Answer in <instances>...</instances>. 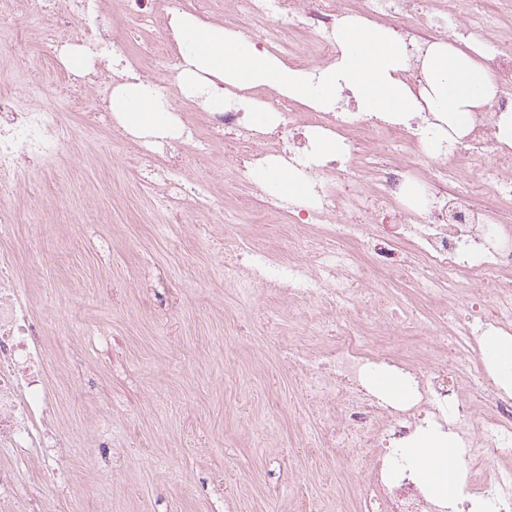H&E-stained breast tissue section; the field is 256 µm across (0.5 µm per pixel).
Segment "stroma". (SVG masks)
<instances>
[{
    "label": "stroma",
    "instance_id": "35a3bbf8",
    "mask_svg": "<svg viewBox=\"0 0 512 512\" xmlns=\"http://www.w3.org/2000/svg\"><path fill=\"white\" fill-rule=\"evenodd\" d=\"M116 22L149 56L171 12ZM13 38L0 46V94L52 84L38 62L56 23L0 13ZM137 143L110 133L74 137L55 164L26 166L0 189L16 222L0 259L45 331L50 400L45 417L69 441L64 479L43 477L41 450H0L23 467L21 493L43 512H360L370 456L320 445L318 403L302 393L284 353L336 335L308 325L299 306L264 285L242 298L224 280V215L244 188L225 189L223 143L192 164L188 183H212V210L192 193L163 214L128 171ZM274 253L288 227L253 213L238 227Z\"/></svg>",
    "mask_w": 512,
    "mask_h": 512
}]
</instances>
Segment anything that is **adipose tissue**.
<instances>
[{"instance_id":"1","label":"adipose tissue","mask_w":512,"mask_h":512,"mask_svg":"<svg viewBox=\"0 0 512 512\" xmlns=\"http://www.w3.org/2000/svg\"><path fill=\"white\" fill-rule=\"evenodd\" d=\"M170 25L182 47L178 81L209 112L223 111L225 94L259 87L324 112L334 111L348 93L360 112L409 118L428 108L436 131L449 129L460 136L473 112L500 90L493 71L472 50L435 41L419 58L425 84L420 93H413L399 77L409 66L401 41L387 29L351 16L336 25V59L314 74L285 66L242 34L195 15L173 14ZM110 108L130 130L142 133L166 130L172 121L171 108L158 90L133 78L113 89ZM260 177L279 197H303L309 192L306 175L293 167L273 165ZM410 456L437 499L453 501L461 496L462 458L452 442L426 437L411 448Z\"/></svg>"}]
</instances>
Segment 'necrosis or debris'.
<instances>
[{"label":"necrosis or debris","mask_w":512,"mask_h":512,"mask_svg":"<svg viewBox=\"0 0 512 512\" xmlns=\"http://www.w3.org/2000/svg\"><path fill=\"white\" fill-rule=\"evenodd\" d=\"M228 11H244L259 19L247 38L278 51L282 28L313 34L322 56L336 53L333 31L345 12V0H224ZM356 14L365 19L402 20L423 16L435 36L457 35L490 45L486 61L503 81L512 80V37L496 32L497 18L487 0H446L430 14H422L419 0H356ZM98 0H66L58 24L60 35L83 27L85 37L98 41ZM59 79L58 85L36 87L32 96H0V182L14 177L21 165L54 161L76 130L58 108L40 105V97H74L85 110L81 130L91 135L108 129L122 135L116 115L105 108L112 89L109 78L94 73L76 75L56 56L44 61ZM279 119L276 127L252 124L245 109L229 106L209 112L196 126L182 111L175 112L171 130L140 137L138 175L144 183H164V206L178 200L190 146L205 148L209 140L230 135L238 159L231 183L245 186L261 203L271 224L288 227V255L242 245L232 231L224 233V269L229 280L244 271L281 287L289 298L304 303L308 321L337 310H353L352 326L344 328L321 355L310 350L289 355L291 366L306 376L325 410L330 445L370 448L373 468L369 484L380 512H448L429 500L421 480L410 477L404 446L419 430H453L462 458L475 461L496 457L506 463L491 476L470 473L469 497L459 502L469 512L472 499L488 502L492 512H512V395L487 385L482 400V422L473 425L459 395L456 366L440 360L433 368L416 372L412 397L394 403L374 393L371 375L391 368L407 370L406 358L370 330L380 316L398 320L408 305L386 298L380 275H418L424 288L435 291L439 276L460 275L461 287L479 300L493 304L482 316L484 332L512 334V224L502 223L498 211L512 206V150L498 147L496 131L501 116L512 111V91L504 90L476 113L462 136L441 137L426 121L403 123L386 115L347 111L340 116L301 110L292 101L272 96ZM326 133L342 144V157L316 162L314 135ZM466 158L480 163L484 178L472 182L468 193L447 189L456 170L430 166L432 158ZM372 159L381 172L377 183L357 177L360 160ZM303 170L314 182L308 196L281 201L269 194L257 173L272 163ZM422 184L427 203L411 209L402 196L406 181ZM390 232L378 239L377 228ZM28 309L8 268H0V447L51 448L52 435L40 426L48 405L42 374V346Z\"/></svg>","instance_id":"obj_1"}]
</instances>
